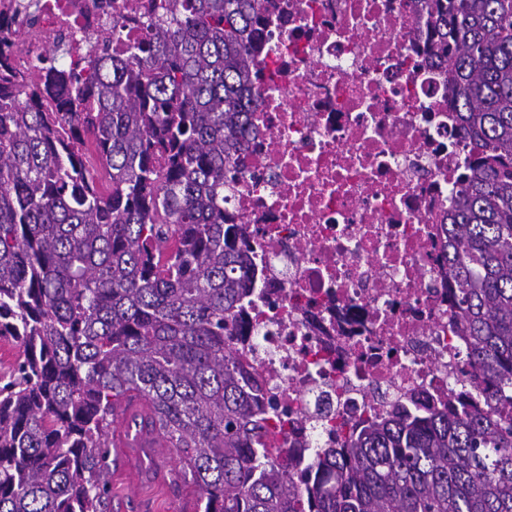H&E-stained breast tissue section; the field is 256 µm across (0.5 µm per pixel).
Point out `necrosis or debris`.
I'll return each instance as SVG.
<instances>
[{
	"label": "necrosis or debris",
	"mask_w": 512,
	"mask_h": 512,
	"mask_svg": "<svg viewBox=\"0 0 512 512\" xmlns=\"http://www.w3.org/2000/svg\"><path fill=\"white\" fill-rule=\"evenodd\" d=\"M35 2L21 69L85 27ZM270 2L255 136L224 192L267 281L234 344L287 413L277 447L308 460L336 425L446 404L470 376L440 226L473 147L409 33L417 0Z\"/></svg>",
	"instance_id": "obj_1"
}]
</instances>
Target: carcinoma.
<instances>
[{
	"label": "carcinoma",
	"mask_w": 512,
	"mask_h": 512,
	"mask_svg": "<svg viewBox=\"0 0 512 512\" xmlns=\"http://www.w3.org/2000/svg\"><path fill=\"white\" fill-rule=\"evenodd\" d=\"M477 160L442 225L474 371L443 408L394 407L307 465L226 336L259 285L224 213L259 105L265 0H160L112 54L106 14L27 70L0 39V512H110L109 434L149 405L203 512H512V0H419Z\"/></svg>",
	"instance_id": "carcinoma-1"
}]
</instances>
